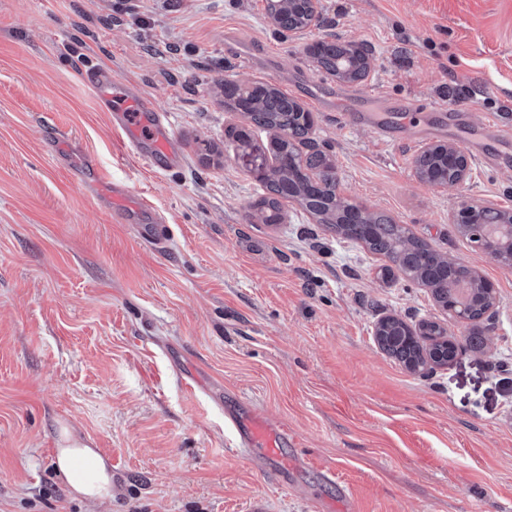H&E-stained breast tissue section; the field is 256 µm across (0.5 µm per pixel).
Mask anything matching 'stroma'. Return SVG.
<instances>
[{
    "label": "stroma",
    "mask_w": 512,
    "mask_h": 512,
    "mask_svg": "<svg viewBox=\"0 0 512 512\" xmlns=\"http://www.w3.org/2000/svg\"><path fill=\"white\" fill-rule=\"evenodd\" d=\"M323 13L299 37L266 0H0V512H313L344 484L363 512H512V268L452 222L464 198L512 210V0H323ZM330 34L371 51L367 78L309 56ZM96 67L117 97L154 99L180 166L152 169L113 130L82 81ZM228 81L295 98L343 198L494 284L484 349L425 375L380 350L381 317L441 319L430 290L397 270L381 279L383 256L297 202L282 223L256 219L264 189L236 133L266 160L270 137L225 107ZM367 88L377 99L359 109L380 113L389 140L332 104ZM437 105L445 144H463L467 114L494 118L508 165L471 146L458 189L420 181L411 131ZM59 133L98 160L99 187L45 153ZM113 181L163 217L164 249L99 204ZM228 407L287 425L313 469L286 489L228 452ZM65 429L107 459L110 500L86 502L55 473ZM317 63L330 75L344 81H357L361 78L362 68L355 65L348 72L339 70L342 68L341 62L336 57L332 56H318Z\"/></svg>",
    "instance_id": "obj_1"
}]
</instances>
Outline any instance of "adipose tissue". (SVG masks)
<instances>
[{"instance_id":"adipose-tissue-1","label":"adipose tissue","mask_w":512,"mask_h":512,"mask_svg":"<svg viewBox=\"0 0 512 512\" xmlns=\"http://www.w3.org/2000/svg\"><path fill=\"white\" fill-rule=\"evenodd\" d=\"M55 470L77 494L97 500L111 497L112 472L95 449L75 438L57 448Z\"/></svg>"}]
</instances>
